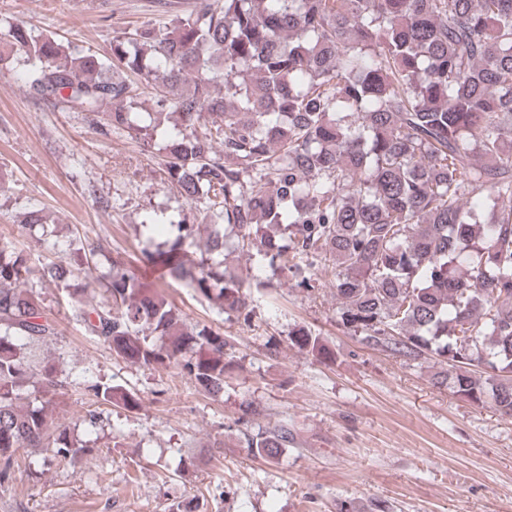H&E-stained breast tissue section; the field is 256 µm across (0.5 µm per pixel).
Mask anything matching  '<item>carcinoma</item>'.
I'll return each instance as SVG.
<instances>
[{
    "instance_id": "carcinoma-1",
    "label": "carcinoma",
    "mask_w": 512,
    "mask_h": 512,
    "mask_svg": "<svg viewBox=\"0 0 512 512\" xmlns=\"http://www.w3.org/2000/svg\"><path fill=\"white\" fill-rule=\"evenodd\" d=\"M0 64L31 98L164 154L166 181L210 218L193 259L199 225L146 214L142 267L117 257L88 282L112 305L74 297L116 356L223 395L224 337L188 326L141 268L246 321L245 280L224 267L233 224L257 264L297 287L332 275L339 320L364 345L449 362L435 386L512 418V0H198L168 26L114 37L109 55L0 20ZM131 74L153 90L152 110H139ZM69 274L0 241V477L21 448L63 459L89 448L53 425L68 382L33 368L26 348L57 335L26 284ZM291 345L331 355L303 330ZM84 388L102 405L140 406L120 385ZM246 445L272 458L288 427Z\"/></svg>"
}]
</instances>
